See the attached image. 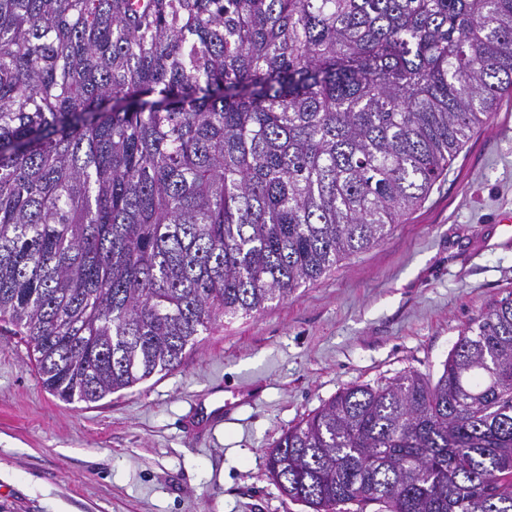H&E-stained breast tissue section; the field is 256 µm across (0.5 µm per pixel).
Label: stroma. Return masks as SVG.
I'll return each mask as SVG.
<instances>
[{
    "instance_id": "1",
    "label": "stroma",
    "mask_w": 512,
    "mask_h": 512,
    "mask_svg": "<svg viewBox=\"0 0 512 512\" xmlns=\"http://www.w3.org/2000/svg\"><path fill=\"white\" fill-rule=\"evenodd\" d=\"M504 211L511 94L383 240L134 387L64 403L0 321V512H308L270 480L267 454L347 387L439 378L471 320L512 294ZM225 402L238 408L224 424L197 422L198 404Z\"/></svg>"
}]
</instances>
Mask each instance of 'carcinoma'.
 <instances>
[{"label":"carcinoma","instance_id":"cac0c4a2","mask_svg":"<svg viewBox=\"0 0 512 512\" xmlns=\"http://www.w3.org/2000/svg\"><path fill=\"white\" fill-rule=\"evenodd\" d=\"M512 90V0H0V320L96 402L382 240ZM311 512H512V295L267 455Z\"/></svg>","mask_w":512,"mask_h":512}]
</instances>
